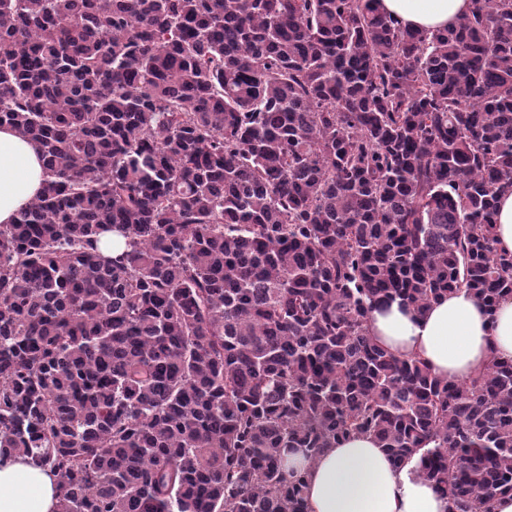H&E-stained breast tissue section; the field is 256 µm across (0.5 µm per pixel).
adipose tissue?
I'll use <instances>...</instances> for the list:
<instances>
[{"instance_id": "1", "label": "adipose tissue", "mask_w": 512, "mask_h": 512, "mask_svg": "<svg viewBox=\"0 0 512 512\" xmlns=\"http://www.w3.org/2000/svg\"><path fill=\"white\" fill-rule=\"evenodd\" d=\"M401 25L422 29L454 26L471 0H380ZM45 180L36 144L0 129V224L40 193ZM368 328L392 352L417 356L449 380L463 382L491 356L512 359V298L494 314L466 291L432 302L424 312L395 301L373 309ZM289 466L308 468V512H448V502L410 467H396L369 436L326 449L313 462L292 454ZM58 479L21 454L0 456V512H57Z\"/></svg>"}]
</instances>
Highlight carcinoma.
<instances>
[{"mask_svg": "<svg viewBox=\"0 0 512 512\" xmlns=\"http://www.w3.org/2000/svg\"><path fill=\"white\" fill-rule=\"evenodd\" d=\"M1 125L46 179L0 225V455L57 512H307L288 453L362 435L448 512L512 492V359L366 325L512 296V0H0ZM471 0H380L379 8L401 25L422 29L454 26L468 14ZM497 247L512 252V192L500 195L496 214Z\"/></svg>", "mask_w": 512, "mask_h": 512, "instance_id": "obj_1", "label": "carcinoma"}]
</instances>
